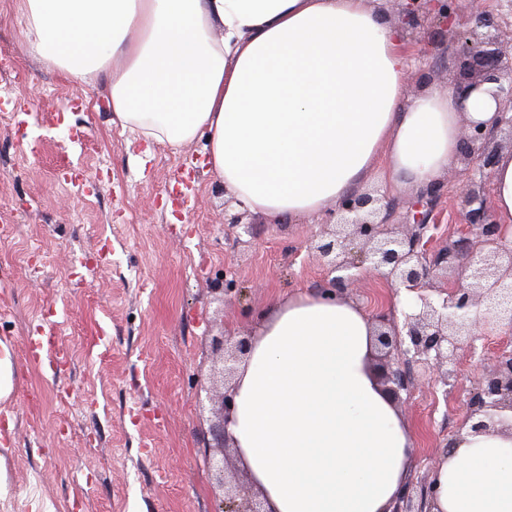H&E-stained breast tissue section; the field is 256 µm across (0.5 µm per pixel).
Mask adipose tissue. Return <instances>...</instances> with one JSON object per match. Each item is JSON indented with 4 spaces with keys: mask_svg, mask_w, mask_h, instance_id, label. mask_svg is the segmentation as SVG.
Wrapping results in <instances>:
<instances>
[{
    "mask_svg": "<svg viewBox=\"0 0 512 512\" xmlns=\"http://www.w3.org/2000/svg\"><path fill=\"white\" fill-rule=\"evenodd\" d=\"M29 54L104 84L117 121L173 147L206 138L208 171L271 222L321 213L379 160L423 190L491 124L486 83L406 92L403 33L372 0H18ZM512 239V152L493 169ZM358 303L300 292L262 312L228 432L271 512H391L413 439L371 369ZM432 512H512V433L463 430L437 464Z\"/></svg>",
    "mask_w": 512,
    "mask_h": 512,
    "instance_id": "adipose-tissue-1",
    "label": "adipose tissue"
}]
</instances>
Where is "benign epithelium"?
Here are the masks:
<instances>
[{
  "label": "benign epithelium",
  "mask_w": 512,
  "mask_h": 512,
  "mask_svg": "<svg viewBox=\"0 0 512 512\" xmlns=\"http://www.w3.org/2000/svg\"><path fill=\"white\" fill-rule=\"evenodd\" d=\"M402 14V31L414 37L432 21L428 38L432 41H451L456 49L457 67L461 80L454 84L459 98H466L485 83H496L498 89L497 117L491 127L468 124L461 137L460 154L466 177L460 187V197L466 209L468 226L477 230L479 247L470 248L464 238L454 249L435 254L433 265L451 260L460 261V277L472 280L479 289L459 285L437 290L429 282L431 269L418 246L430 230L429 218L439 188L431 185L412 201L406 202L412 217L414 233H401L396 225L387 223V215L400 202L384 194L354 193L336 205V228L328 237L314 244L324 260L328 287L324 293L341 295L344 287L357 282L353 270H366L382 277L407 293L414 306L403 313L402 325L380 330L376 341L395 361L410 358L429 364L437 371L438 381L448 386L455 377L454 361L458 350L473 346L468 341L472 327L489 323L504 334H512V242L485 204L484 174L493 170L499 158L495 136L506 129L512 133V45L504 46V37L512 42V22L501 13L477 11L470 18L468 30L456 29V0H396ZM361 245V260L349 257L351 246ZM215 348L225 350L223 373H233L238 357L248 354L251 340L241 338L225 347L224 340L214 339ZM384 392L391 401L409 389L404 373L389 365L376 367ZM232 396L225 391L218 408L219 420L210 429L216 447L225 449L230 442L227 431ZM465 423L475 434L495 432L504 426L512 428V352L503 351L492 368L482 377L476 391L469 397ZM215 480L223 487L221 507L216 512H270L264 502L247 487L226 486L225 455L210 458ZM436 495L432 480L424 483L420 493L419 510H413L412 498L405 491L396 497L391 512H430Z\"/></svg>",
  "instance_id": "7a95c632"
}]
</instances>
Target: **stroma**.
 Wrapping results in <instances>:
<instances>
[{"mask_svg":"<svg viewBox=\"0 0 512 512\" xmlns=\"http://www.w3.org/2000/svg\"><path fill=\"white\" fill-rule=\"evenodd\" d=\"M455 48L412 56L418 94L454 84ZM0 344L12 388L0 412L16 420L0 447V512H215L205 463L211 339L253 335L259 314L296 290L319 293L327 270L311 240L329 212L271 224L227 223L225 188L206 173L205 139L173 149L116 122L103 91H83L25 45L15 0H0ZM32 110L30 125L11 112ZM80 173L64 181L65 170ZM461 160L439 179L441 221L430 253L465 222ZM344 298L401 320L400 293L365 277ZM49 327L65 355L32 362L27 338ZM512 337L482 332L457 353L451 386L420 363L401 408L413 438L412 489L430 477L466 403Z\"/></svg>","mask_w":512,"mask_h":512,"instance_id":"stroma-1","label":"stroma"}]
</instances>
